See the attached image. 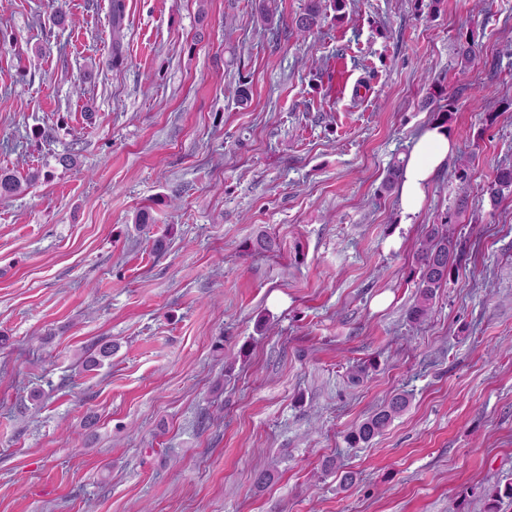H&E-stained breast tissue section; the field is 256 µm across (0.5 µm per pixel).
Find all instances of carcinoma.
<instances>
[{"instance_id":"1","label":"carcinoma","mask_w":512,"mask_h":512,"mask_svg":"<svg viewBox=\"0 0 512 512\" xmlns=\"http://www.w3.org/2000/svg\"><path fill=\"white\" fill-rule=\"evenodd\" d=\"M345 7L346 0H308L304 12L296 16L292 20V25L288 26L276 17V7L272 6L270 0H260L258 17L265 29L276 37L279 35L288 36V30L290 29L300 36H305L319 25L322 16L329 10L335 13L336 19H343ZM125 10V0H110L111 64L114 66L122 64L120 47L124 37ZM403 169V162L393 161L387 170L381 189L384 191L392 190L398 184ZM50 177L51 172L42 167L28 172L22 178L7 170H0V200H8L17 196L29 186ZM507 192H512V167L498 169L494 180L488 187L492 205H497ZM456 258V244L448 224L433 226L421 241L416 252L417 291L416 299L407 311L409 320L422 322L428 317L439 288L443 287L448 281V276L451 274ZM114 350L115 347L110 341L92 346L84 353L83 367L90 371L102 366L105 361L112 358ZM407 406L408 398L405 394L397 392L390 395L376 413L358 424L347 434V441L352 446L370 442Z\"/></svg>"}]
</instances>
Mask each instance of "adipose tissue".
I'll return each mask as SVG.
<instances>
[{
	"label": "adipose tissue",
	"instance_id": "adipose-tissue-1",
	"mask_svg": "<svg viewBox=\"0 0 512 512\" xmlns=\"http://www.w3.org/2000/svg\"><path fill=\"white\" fill-rule=\"evenodd\" d=\"M453 149L454 138L444 126L431 124L420 136L405 165L400 185V203L405 220H412L420 211L430 181Z\"/></svg>",
	"mask_w": 512,
	"mask_h": 512
}]
</instances>
